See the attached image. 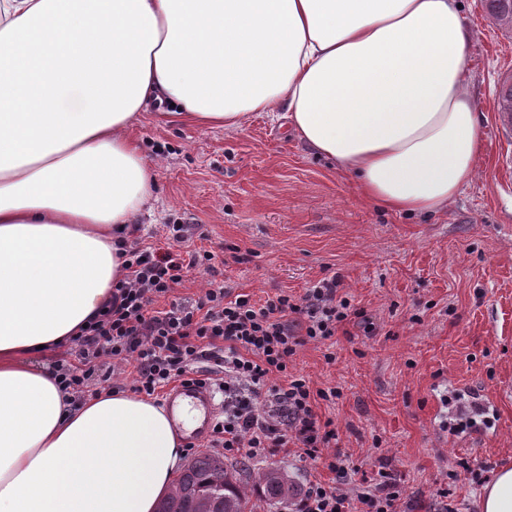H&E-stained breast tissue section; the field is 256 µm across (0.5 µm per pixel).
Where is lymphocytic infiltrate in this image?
<instances>
[{"label":"lymphocytic infiltrate","mask_w":512,"mask_h":512,"mask_svg":"<svg viewBox=\"0 0 512 512\" xmlns=\"http://www.w3.org/2000/svg\"><path fill=\"white\" fill-rule=\"evenodd\" d=\"M118 241L123 277L85 328L73 338V358H59L51 371L72 401L97 395L99 383L131 370L134 394L154 396L173 382L219 384L224 418L213 428L210 447L225 455L247 450L257 457L292 446L334 475L332 483L306 484L291 512H401V493L393 473L352 491L347 456L336 452L331 421L319 418L316 399L332 400L338 389L311 390L303 378L267 388L270 375L284 374L299 347L325 341L355 311L340 295L336 279L321 280L302 297L280 292L263 304L249 295L228 296L223 286L205 289L185 304L172 293L193 268H211L212 252L189 256L169 248ZM168 300L158 308L159 300Z\"/></svg>","instance_id":"obj_1"}]
</instances>
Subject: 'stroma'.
Instances as JSON below:
<instances>
[{"label": "stroma", "mask_w": 512, "mask_h": 512, "mask_svg": "<svg viewBox=\"0 0 512 512\" xmlns=\"http://www.w3.org/2000/svg\"><path fill=\"white\" fill-rule=\"evenodd\" d=\"M473 33L465 70L482 115L476 172L443 211L404 215L366 199L351 176L314 157L285 120L250 113L234 128L200 126L150 106L131 129L155 171L139 222L147 244L206 249L216 276L193 271L174 299L209 280L259 301L305 294L336 277L375 324L345 323L300 347L288 366L312 389L339 388L315 410L357 469L353 484L390 469L409 512H429L447 489L460 512H480L479 486L452 478L475 461L492 477L512 465V187L501 174L506 139L494 136L503 82L512 78V27L484 0H461ZM244 255V262L233 259ZM232 463L280 468L297 486L332 475L282 453Z\"/></svg>", "instance_id": "1"}]
</instances>
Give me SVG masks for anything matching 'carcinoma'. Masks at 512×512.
<instances>
[{
    "mask_svg": "<svg viewBox=\"0 0 512 512\" xmlns=\"http://www.w3.org/2000/svg\"><path fill=\"white\" fill-rule=\"evenodd\" d=\"M296 490L277 469L255 473L244 465L237 470L224 457L205 453L186 464L159 502V512H256L248 507L254 499L266 512H281L280 505Z\"/></svg>",
    "mask_w": 512,
    "mask_h": 512,
    "instance_id": "carcinoma-1",
    "label": "carcinoma"
}]
</instances>
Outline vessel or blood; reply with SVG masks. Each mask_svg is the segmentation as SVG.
Segmentation results:
<instances>
[{
	"label": "vessel or blood",
	"mask_w": 512,
	"mask_h": 512,
	"mask_svg": "<svg viewBox=\"0 0 512 512\" xmlns=\"http://www.w3.org/2000/svg\"><path fill=\"white\" fill-rule=\"evenodd\" d=\"M166 404L176 430L194 439L207 434L220 402L211 388L180 385L169 391Z\"/></svg>",
	"instance_id": "obj_1"
}]
</instances>
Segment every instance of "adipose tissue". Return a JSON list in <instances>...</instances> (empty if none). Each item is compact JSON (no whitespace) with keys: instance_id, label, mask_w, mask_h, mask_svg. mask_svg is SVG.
Masks as SVG:
<instances>
[{"instance_id":"obj_1","label":"adipose tissue","mask_w":512,"mask_h":512,"mask_svg":"<svg viewBox=\"0 0 512 512\" xmlns=\"http://www.w3.org/2000/svg\"><path fill=\"white\" fill-rule=\"evenodd\" d=\"M472 40L459 0H0V512H153L171 487L163 407L71 402L37 363L122 276L153 181L140 112L284 113L366 197L434 214L482 150Z\"/></svg>"}]
</instances>
